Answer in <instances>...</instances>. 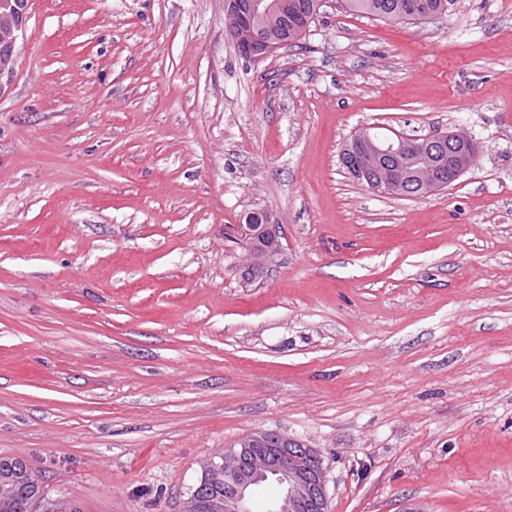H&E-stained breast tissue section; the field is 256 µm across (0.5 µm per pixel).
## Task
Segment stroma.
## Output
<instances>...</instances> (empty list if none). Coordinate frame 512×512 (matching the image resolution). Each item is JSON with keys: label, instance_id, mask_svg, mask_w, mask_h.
Returning a JSON list of instances; mask_svg holds the SVG:
<instances>
[{"label": "stroma", "instance_id": "stroma-1", "mask_svg": "<svg viewBox=\"0 0 512 512\" xmlns=\"http://www.w3.org/2000/svg\"><path fill=\"white\" fill-rule=\"evenodd\" d=\"M466 131L434 195L341 162ZM280 227L244 283L247 213ZM255 430L329 512H512V0L327 7L260 61L224 0H29L0 84V456L71 512H182ZM455 0H341L350 12L373 15L400 23L406 20L435 21L448 13Z\"/></svg>", "mask_w": 512, "mask_h": 512}]
</instances>
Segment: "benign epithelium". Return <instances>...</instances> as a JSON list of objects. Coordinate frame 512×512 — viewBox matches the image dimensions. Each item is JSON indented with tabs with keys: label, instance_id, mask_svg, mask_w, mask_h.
<instances>
[{
	"label": "benign epithelium",
	"instance_id": "obj_1",
	"mask_svg": "<svg viewBox=\"0 0 512 512\" xmlns=\"http://www.w3.org/2000/svg\"><path fill=\"white\" fill-rule=\"evenodd\" d=\"M274 0H224L225 22L247 12L262 16L274 8ZM29 0H0V81L11 77L15 48L23 36ZM245 56L260 60L288 47L269 41L258 27H249L242 39ZM424 150L413 148L405 135L379 136L372 125L361 127L343 150L349 169L366 181V187L390 195L425 197L441 191L471 167L477 142L461 131H436L423 138ZM247 245L250 269L272 262L281 249L279 225L266 213L250 212L239 225ZM224 472V500L217 512H250L251 489L272 478L283 488L273 512H328L326 469L318 452L303 441L276 431H255L242 437L237 447L211 459L203 473Z\"/></svg>",
	"mask_w": 512,
	"mask_h": 512
}]
</instances>
